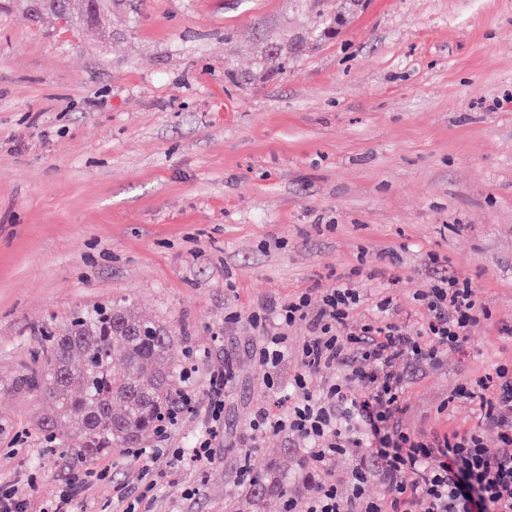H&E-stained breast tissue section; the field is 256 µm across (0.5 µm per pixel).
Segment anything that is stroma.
<instances>
[{
    "label": "stroma",
    "instance_id": "stroma-1",
    "mask_svg": "<svg viewBox=\"0 0 512 512\" xmlns=\"http://www.w3.org/2000/svg\"><path fill=\"white\" fill-rule=\"evenodd\" d=\"M319 27L309 0H114L101 35L33 19L21 0L0 8V484H36L28 512L62 491L78 512L139 499L235 512L240 465L282 459L295 506L270 495L263 510L306 512L295 437L242 451L254 412L284 409L309 328H289L269 388L249 316L357 265L358 316L411 326L440 276L475 285L492 316L466 349L399 371L404 427L476 425L478 403L449 396L512 362V0H362L336 36ZM292 39L303 50L272 72L268 47ZM121 298L174 329L170 358L192 371L193 409L143 446L188 448L215 429L203 469L124 448L46 451L47 404L14 387L34 327ZM227 360L214 424L209 377ZM148 464L149 490L137 481ZM76 467L108 476L78 488Z\"/></svg>",
    "mask_w": 512,
    "mask_h": 512
}]
</instances>
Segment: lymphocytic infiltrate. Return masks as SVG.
I'll list each match as a JSON object with an SVG mask.
<instances>
[{"mask_svg":"<svg viewBox=\"0 0 512 512\" xmlns=\"http://www.w3.org/2000/svg\"><path fill=\"white\" fill-rule=\"evenodd\" d=\"M358 269L328 288H314L281 305L274 318L254 314L264 339L254 356L266 386L288 353V328L308 322L297 352L304 371L294 377L285 411L258 409L254 433L289 432L304 448L308 472L319 473L307 512H512V365L461 384L454 398L477 402L485 426L495 430L496 452L479 431L452 429L416 434L401 425L405 412L400 363L432 361L462 348L470 328L490 313L478 304L468 280L445 277L419 293L426 316L416 327L355 317ZM335 375L312 389L308 375ZM364 456L345 476L329 464L347 449ZM379 481L382 496L366 487Z\"/></svg>","mask_w":512,"mask_h":512,"instance_id":"f902f5d3","label":"lymphocytic infiltrate"}]
</instances>
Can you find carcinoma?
<instances>
[{"label":"carcinoma","mask_w":512,"mask_h":512,"mask_svg":"<svg viewBox=\"0 0 512 512\" xmlns=\"http://www.w3.org/2000/svg\"><path fill=\"white\" fill-rule=\"evenodd\" d=\"M112 0H96L87 12L82 0H70L73 19L99 25ZM39 340L30 368L15 381L21 391L51 403L41 431L53 448L72 447L90 458L114 448H135L143 437L189 409L184 403L181 372L170 360L176 336L162 323L145 322L129 301L80 310L55 328H38ZM124 353L112 364V349ZM78 421L80 435L69 441L64 427ZM288 463L272 464L255 474L243 512H261L269 493L287 494Z\"/></svg>","instance_id":"carcinoma-1"}]
</instances>
